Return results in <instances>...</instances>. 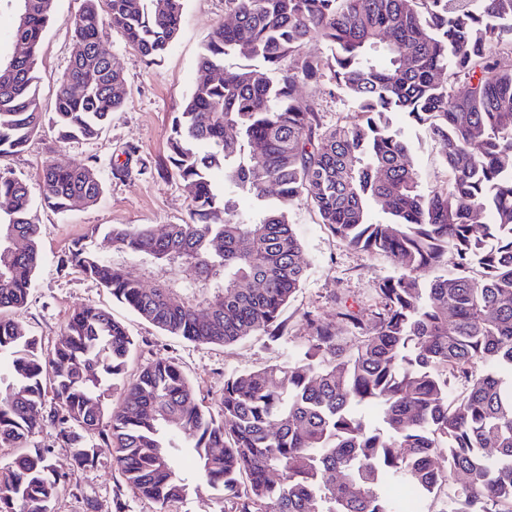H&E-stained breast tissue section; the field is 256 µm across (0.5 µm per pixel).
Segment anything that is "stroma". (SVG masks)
Listing matches in <instances>:
<instances>
[{
    "mask_svg": "<svg viewBox=\"0 0 512 512\" xmlns=\"http://www.w3.org/2000/svg\"><path fill=\"white\" fill-rule=\"evenodd\" d=\"M84 6L85 0H55L56 18L44 32L36 70L44 112L54 110L56 92L74 45L72 22ZM226 21L224 0H183L177 36L156 64L147 63L120 32L107 30L106 40L123 71L126 95L102 134L93 140L62 142L44 126L24 151L0 157V170L24 179L36 201L43 190L41 170L49 162L93 163L105 184L97 205L77 206L65 214L38 208V221L44 226L43 261L26 305L15 313L16 319L48 343L77 307L98 305L122 322L134 339L129 373H136L159 357L176 359L213 406L224 390L225 376L260 370L293 354L306 334L307 313L332 318L341 298L347 299L354 310L369 312L376 282L397 271V264L390 257L347 247L321 224L311 205L298 200L291 210L290 222L302 243L308 269L300 289L282 313L283 336L273 342L253 334L228 346H212L163 335L95 281L76 270L60 269V256L91 226H160L188 220L187 196L175 176L165 170L167 139L174 116L193 88L204 43ZM405 136L423 185L431 187L443 180L441 146L419 128H406ZM123 163L128 164L130 177L114 178L112 166ZM32 444L46 449L51 463L71 474L70 482L58 493L53 512H154V505L139 498L125 483L109 446L99 445L94 465L77 469L71 448L59 441L52 429H41L33 436Z\"/></svg>",
    "mask_w": 512,
    "mask_h": 512,
    "instance_id": "35a3bbf8",
    "label": "stroma"
}]
</instances>
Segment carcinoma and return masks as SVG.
<instances>
[{
  "instance_id": "carcinoma-1",
  "label": "carcinoma",
  "mask_w": 512,
  "mask_h": 512,
  "mask_svg": "<svg viewBox=\"0 0 512 512\" xmlns=\"http://www.w3.org/2000/svg\"><path fill=\"white\" fill-rule=\"evenodd\" d=\"M0 55V156L41 126L36 66L55 0H14ZM235 24L213 31L199 77L173 119L168 160L189 219L161 227L94 226L61 267L106 288L160 332L198 345L284 333L281 314L307 262L289 222L303 198L347 246L396 259L370 317L347 301L307 319L287 360L224 379L219 411L172 360L127 378L134 341L95 304L76 309L52 344L4 313L22 308L43 260L26 182L0 172V512H52L71 473L29 447L50 427L92 462L98 436L157 512H181L209 487L227 512H400L392 481L446 512H512V0H224ZM182 0H86L72 22L78 52L51 121L58 139L98 137L122 105L120 65L104 27L153 64L174 41ZM227 58L247 64L228 70ZM221 70L213 81L207 74ZM330 85L352 120L319 130L316 94ZM444 146L443 184L426 189L391 116ZM224 169V185L210 172ZM40 205L58 213L104 192L86 162L42 169ZM250 197L254 210L239 208ZM458 272L436 275L448 252ZM137 262L140 274L128 270ZM482 269L479 279L468 276ZM350 329V342L337 324ZM483 363L487 370L476 372ZM50 406H45L46 396ZM446 463L440 471L434 459Z\"/></svg>"
}]
</instances>
